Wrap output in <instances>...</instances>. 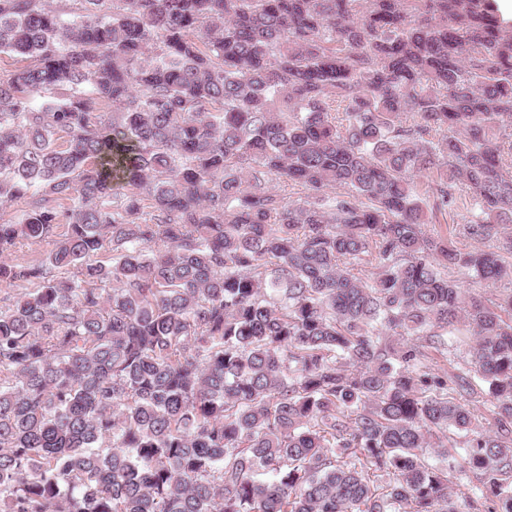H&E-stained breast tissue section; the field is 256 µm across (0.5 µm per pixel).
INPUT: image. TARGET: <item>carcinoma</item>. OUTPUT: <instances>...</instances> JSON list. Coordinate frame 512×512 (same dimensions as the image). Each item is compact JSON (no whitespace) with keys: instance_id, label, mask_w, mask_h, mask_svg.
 Listing matches in <instances>:
<instances>
[{"instance_id":"obj_1","label":"carcinoma","mask_w":512,"mask_h":512,"mask_svg":"<svg viewBox=\"0 0 512 512\" xmlns=\"http://www.w3.org/2000/svg\"><path fill=\"white\" fill-rule=\"evenodd\" d=\"M1 52L0 512H512V292L448 275L512 269L426 230L512 224L489 0H0ZM471 212V197L466 193H462L461 197L457 198L455 204L448 206V210L436 214L433 224H427V229L432 235L450 237L453 244L460 248H470L473 245H479L486 249L498 250L507 263H512V254L501 250L504 240L509 238L510 235L512 236V224H500L498 234L479 242H474L464 234V227L467 220L471 217ZM52 245L48 241H23L10 256L14 261H32L45 257Z\"/></svg>"}]
</instances>
